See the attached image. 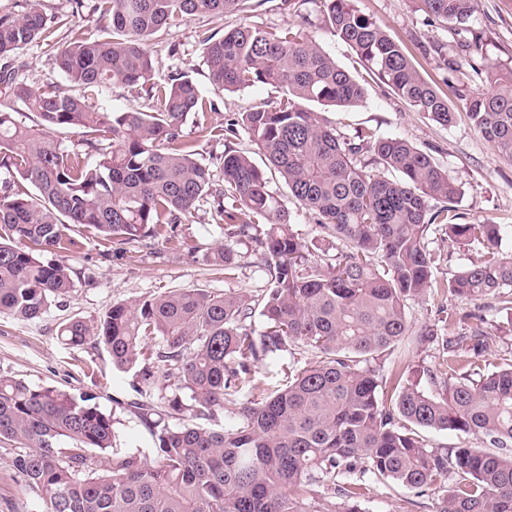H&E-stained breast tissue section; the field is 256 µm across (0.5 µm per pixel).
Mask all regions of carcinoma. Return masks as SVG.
Here are the masks:
<instances>
[{"label": "carcinoma", "instance_id": "carcinoma-1", "mask_svg": "<svg viewBox=\"0 0 512 512\" xmlns=\"http://www.w3.org/2000/svg\"><path fill=\"white\" fill-rule=\"evenodd\" d=\"M69 2L105 25L73 26L60 45L39 0L0 13V173L9 175L0 183V312L35 319L72 290L70 266L44 258L65 249L71 226L116 244L169 242L202 202L224 221L210 265L227 281L238 278V246L248 243L267 282L253 293L170 290L114 304L94 324L71 318L60 327L67 344L103 345L113 367L138 369L143 387L161 394L162 412L135 403L154 438V465L114 448L119 421L95 395L0 375V443L12 447V465L44 512H365L367 473L423 492L453 475L437 512H512V360L490 373L462 370L496 338L478 306L440 305L437 320L416 333L408 318L409 302L448 295L491 296L512 317V259L498 255L502 225L459 223L460 190L428 153L370 127L347 134L309 108L355 107L364 89L304 25L244 21L202 40L204 65L221 90L283 91L275 105L242 113L240 125L320 229L303 240L247 154L224 150L223 184L215 183L182 126L197 115L201 137L216 143L234 128L204 120L214 104L190 76L157 78L147 48L162 30L241 12L245 0ZM421 2L464 48L460 61L432 45L452 99L353 0H321L334 35L412 110L447 127L454 100L463 102L495 154L512 162V67L494 62L472 28L475 0ZM36 42L80 94L63 95L53 82L36 88L22 76L19 51ZM114 85L145 96L148 109L88 102ZM21 112L35 124L19 122ZM58 129L82 135V149L55 138ZM432 228L482 249L483 259L438 275ZM412 333L419 345L441 342V360L417 367L414 380L385 374L395 345ZM297 347L315 360L288 365L276 382L259 377L260 362ZM423 379L437 392L420 386ZM221 412L232 415L230 427L201 424ZM430 429L480 435L504 452L434 448L423 435Z\"/></svg>", "mask_w": 512, "mask_h": 512}]
</instances>
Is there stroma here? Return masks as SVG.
I'll list each match as a JSON object with an SVG mask.
<instances>
[{"instance_id":"stroma-1","label":"stroma","mask_w":512,"mask_h":512,"mask_svg":"<svg viewBox=\"0 0 512 512\" xmlns=\"http://www.w3.org/2000/svg\"><path fill=\"white\" fill-rule=\"evenodd\" d=\"M358 9L372 18L402 45L420 73L436 85H443V63L430 50V41L448 46L456 55L446 25L429 23L420 0H356ZM243 16L266 27L285 29L302 23L336 62L349 69L363 85L365 99L356 107L324 108L323 117L336 127L373 128L378 136L399 137L435 158L461 195L457 209L464 222L484 219L507 225L501 253L512 258V163L498 158L458 106L452 126L443 127L412 111L387 85L367 73L352 49L327 27L320 0H246ZM234 15L194 17L176 27L159 32L150 51L157 75L173 72L191 75L204 96L213 102L209 119L227 125L239 113L255 106L275 104L281 93L258 84L240 91L212 86L203 63V37L237 23ZM474 29L483 32L490 55L512 66V0H478L472 17ZM71 245L62 257L73 270L74 286L60 305L51 306L40 317L21 321L0 313V374L31 387H54L72 395H96L100 407L119 421L116 445L142 463H154L156 454L150 431L140 422L131 402L137 377L134 371L113 368L107 350L94 343L64 344L61 324L70 318L96 322L116 303L134 304L173 289L204 288L220 293L224 289L255 290L263 274L255 266L253 252H243L237 279L225 281L206 260L208 253L223 241L224 223L208 205H201L193 221L179 225L177 243L161 244L141 238L116 245L90 234L87 228L73 227ZM437 267L451 273L459 266L479 260L477 251H467L439 231L428 234ZM367 512H436L440 491L418 492L367 476ZM34 493L25 490L15 473L11 456L0 447V512H43Z\"/></svg>"}]
</instances>
